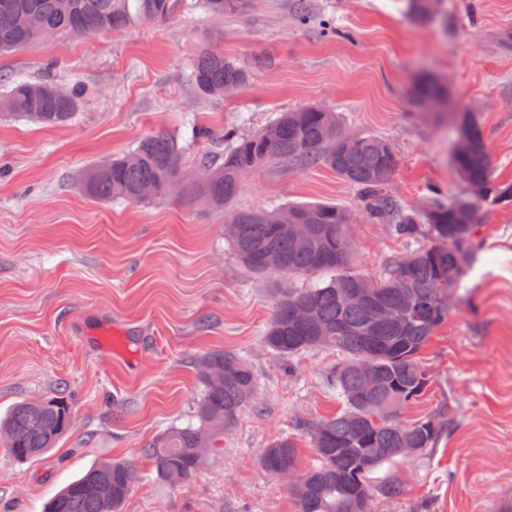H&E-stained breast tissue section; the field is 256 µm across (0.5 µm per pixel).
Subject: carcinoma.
<instances>
[{
    "instance_id": "cac0c4a2",
    "label": "carcinoma",
    "mask_w": 512,
    "mask_h": 512,
    "mask_svg": "<svg viewBox=\"0 0 512 512\" xmlns=\"http://www.w3.org/2000/svg\"><path fill=\"white\" fill-rule=\"evenodd\" d=\"M215 17L245 14L250 0H196ZM188 0H0V54L18 51L56 36H91L121 32L142 24L165 25L180 16ZM248 71L209 48L199 51L191 84L199 93L222 98L226 89H239ZM51 78L30 81L0 74V118L26 120L45 127L69 123L83 105L75 87L59 93ZM416 107L431 111L448 98L432 77L411 89ZM459 133L468 141L456 155L454 169L463 183L487 188L483 199L463 194L448 198L429 189L427 210H404L385 194L398 159L392 146L370 134L344 135L335 112L317 105L281 112L263 131L241 135L224 131V154L200 159L195 170L203 179L185 186L182 196L224 210L239 194L245 173L286 160L301 169L318 165L336 173L358 193L367 215L393 224L396 235L417 247L390 261L383 277L368 278L351 267L352 239L349 214L336 204H286L271 209H239L225 219L224 236L245 269L256 274L307 278L312 283L288 293L266 331L267 346L282 358L313 347L342 354L327 377L342 408L336 416L311 424L308 434L316 464L300 469L297 446L282 436L265 448L268 457L297 471L288 486L297 512H353L357 499L371 510L372 494L396 501L403 486L395 480L372 484L383 465L403 459L397 449L411 444L423 453L436 447L444 423L426 416L404 419L408 406L424 395L429 375L422 353L435 330L448 320V294L464 296L467 271L481 247L475 235L483 207L512 202V183L495 178L483 128L475 113H455ZM184 170L179 143L165 132L141 138L121 157L90 166L81 177L84 193L104 202L138 204L169 197L167 186ZM302 217L314 225L310 242L300 246L290 226ZM348 288H363L368 301H347ZM411 294L407 308L403 299ZM304 304L309 314L294 318V307ZM367 359L377 375L368 394L353 364ZM202 392L194 408L197 423L172 425L152 437L143 453L160 481L172 486L190 484L206 457L224 447V432L240 413L256 403V381L244 356L215 350L195 363ZM69 405L57 398L17 403L0 419V443L19 461H35L50 452L72 426ZM140 478L134 460L100 459L67 484L44 512H121ZM112 486V497L102 499L98 484Z\"/></svg>"
}]
</instances>
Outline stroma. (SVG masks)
Returning a JSON list of instances; mask_svg holds the SVG:
<instances>
[{
  "label": "stroma",
  "mask_w": 512,
  "mask_h": 512,
  "mask_svg": "<svg viewBox=\"0 0 512 512\" xmlns=\"http://www.w3.org/2000/svg\"><path fill=\"white\" fill-rule=\"evenodd\" d=\"M406 0H316L294 19V0H251L238 17L193 8L164 26L85 38L56 37L0 56V72L51 76L80 87L84 106L64 126L0 121V416L24 400L57 397L73 427L40 460L0 447V512L45 503L101 458L136 460L142 479L123 512H296L284 482L259 457L292 437L314 464L307 426L336 414L327 382L335 351L281 359L264 336L294 282L247 271L224 238V215L177 197L129 204L87 197L80 178L163 130L193 169L224 149L222 134L264 129L309 105L337 112L344 133L389 141L398 158L386 188L404 209L430 187L463 189L450 160L451 119L417 113L415 78L447 86L454 109L477 112L495 177L512 182V0H440L415 23ZM340 34L325 37L323 21ZM244 66L249 82L224 98L199 94L189 74L200 47ZM216 137L194 139L193 125ZM331 202L348 209L353 268L379 276L407 245L369 218L356 190L330 169L278 161L242 178L237 209ZM482 252L422 359L430 385L406 419L445 424L436 448L383 466L402 498L373 512H512V203L485 209ZM246 356L257 404L242 412L184 488L161 485L141 446L191 421L201 386L194 359Z\"/></svg>",
  "instance_id": "1"
}]
</instances>
